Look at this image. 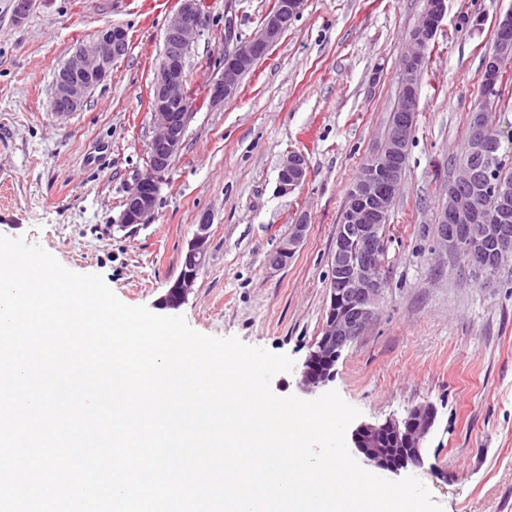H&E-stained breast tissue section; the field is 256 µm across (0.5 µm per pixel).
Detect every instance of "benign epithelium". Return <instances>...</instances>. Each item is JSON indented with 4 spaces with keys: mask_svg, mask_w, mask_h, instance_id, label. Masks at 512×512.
<instances>
[{
    "mask_svg": "<svg viewBox=\"0 0 512 512\" xmlns=\"http://www.w3.org/2000/svg\"><path fill=\"white\" fill-rule=\"evenodd\" d=\"M178 3L164 31L162 60L153 80L151 109L157 131L149 144L148 170L124 200L123 228L149 224L154 219L160 182L169 170L170 160L180 151L193 117V113L183 108L185 67L187 55L203 26L206 9L203 0H178ZM302 7L303 0H280L246 50L224 54L220 75L208 84L209 105H218L236 94L245 70L278 41L285 26ZM445 9V0H428L419 30L409 39L402 57L400 95L396 106L401 120L386 139L384 163L378 171H369L362 176L345 209L341 232L336 235L332 252L334 275L329 284V305L322 334L311 344L300 372L299 387L306 394L312 395L334 380L336 363L343 351L368 331L378 314L383 292V280L378 270L383 267L387 249V237L382 232V200L399 190L403 173L399 162L401 146L413 137L415 131L412 122L416 90L413 75L436 36ZM127 45V31L114 25L101 29L94 38L80 44L56 72L52 98L55 114L68 117L81 110L91 91L106 81ZM510 57L511 13L499 23L494 52L485 66L487 93L495 90L499 61ZM307 176L304 155L293 153L280 166L279 188L289 193L306 181ZM471 180L472 175L461 169L448 180L441 242L450 255L468 254L475 249L484 253L486 264L481 273L490 278L495 275L500 253L512 248V240L504 231V225L512 221V186L497 185L500 210L493 223L485 226L483 236L478 238L473 225L468 223L470 219H477V215L469 213L464 192V185ZM210 227L205 219L197 224L184 253V267L161 297L160 307L177 309L185 302L206 262ZM306 229L305 224L294 225L292 232L282 238L270 255V264L286 265L296 253ZM436 419V406L425 403L413 407L401 419L390 417L381 423H361L351 432L354 452L366 466L398 476L423 461L424 445L434 430ZM381 435L400 440L404 444L401 454L395 456L390 449L374 447L375 439Z\"/></svg>",
    "mask_w": 512,
    "mask_h": 512,
    "instance_id": "7a95c632",
    "label": "benign epithelium"
}]
</instances>
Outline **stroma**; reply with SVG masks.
Returning a JSON list of instances; mask_svg holds the SVG:
<instances>
[{"instance_id": "obj_1", "label": "stroma", "mask_w": 512, "mask_h": 512, "mask_svg": "<svg viewBox=\"0 0 512 512\" xmlns=\"http://www.w3.org/2000/svg\"><path fill=\"white\" fill-rule=\"evenodd\" d=\"M427 0H304L245 75L237 94L205 106L160 186L154 220L118 226L146 173L155 132L150 97L176 0H0V235L38 245L67 269L103 276L130 306L157 311L184 250L208 218L207 260L177 313L195 331L289 355L271 389L298 395L323 328L330 258L346 193L382 146L400 90L401 55ZM272 0H206L186 65L203 98L224 54L259 31ZM417 77L419 114L390 218L386 282L374 326L343 352L330 389L366 423L436 405L423 465L409 468L443 512H512V259L492 280L454 265L435 228L448 199L485 58L512 0H446ZM110 25L128 52L87 104L51 110L57 69ZM308 176L278 190L286 157ZM308 229L288 265L271 253L292 224Z\"/></svg>"}]
</instances>
